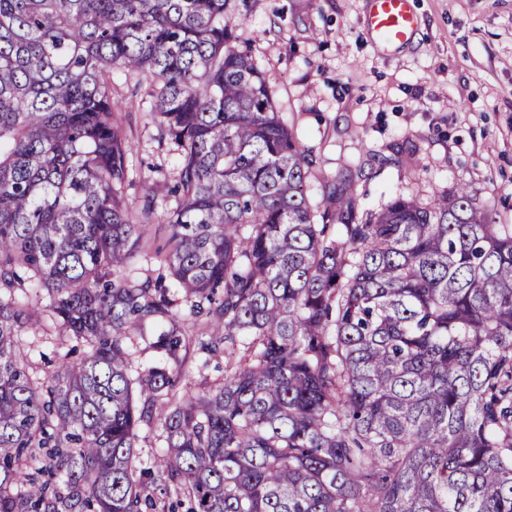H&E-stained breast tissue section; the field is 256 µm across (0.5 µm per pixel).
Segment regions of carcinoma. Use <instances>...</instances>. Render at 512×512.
<instances>
[{
	"label": "carcinoma",
	"instance_id": "1",
	"mask_svg": "<svg viewBox=\"0 0 512 512\" xmlns=\"http://www.w3.org/2000/svg\"><path fill=\"white\" fill-rule=\"evenodd\" d=\"M228 4L0 0V512H143L158 480L188 512H512V224L463 187L364 212L359 164L312 203ZM116 69L176 154L156 253L181 303L117 274L159 219L125 200ZM202 312L203 349L243 360L180 397ZM47 315L88 350L39 382L14 346ZM156 323L165 363L134 376ZM134 348L137 346L138 352L134 355L132 361V370L142 371L149 366L155 365L159 361L158 355L148 347V342L144 341L139 335H134Z\"/></svg>",
	"mask_w": 512,
	"mask_h": 512
}]
</instances>
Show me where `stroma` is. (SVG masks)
I'll return each instance as SVG.
<instances>
[{
    "label": "stroma",
    "mask_w": 512,
    "mask_h": 512,
    "mask_svg": "<svg viewBox=\"0 0 512 512\" xmlns=\"http://www.w3.org/2000/svg\"><path fill=\"white\" fill-rule=\"evenodd\" d=\"M417 29L406 43L375 44L366 32L370 0H231L234 43L264 74L276 112L311 148L312 201L323 178L363 165L362 207L395 194L466 186L500 224H512V0H411ZM148 83L114 74L112 96L133 146L126 200L152 196L158 215L175 205V156L159 147ZM177 391L200 395L224 380L223 354L201 349L199 325ZM71 341L46 326L19 348L49 377Z\"/></svg>",
    "instance_id": "obj_1"
}]
</instances>
